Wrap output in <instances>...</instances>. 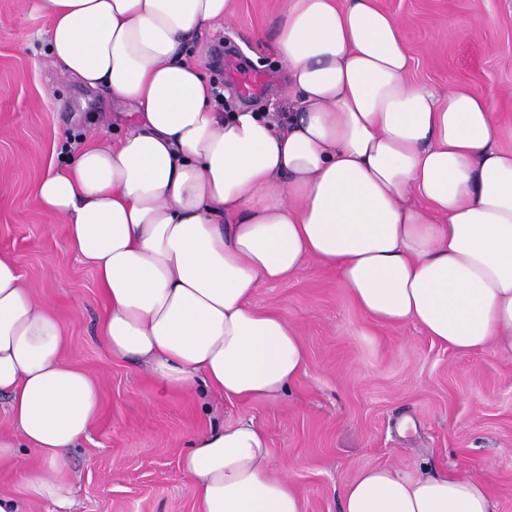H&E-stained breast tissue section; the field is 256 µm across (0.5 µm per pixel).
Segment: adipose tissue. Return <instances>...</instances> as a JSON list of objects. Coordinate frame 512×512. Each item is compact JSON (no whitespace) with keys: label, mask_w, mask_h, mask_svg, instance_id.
Returning <instances> with one entry per match:
<instances>
[{"label":"adipose tissue","mask_w":512,"mask_h":512,"mask_svg":"<svg viewBox=\"0 0 512 512\" xmlns=\"http://www.w3.org/2000/svg\"><path fill=\"white\" fill-rule=\"evenodd\" d=\"M273 46L286 122L218 108L188 48L236 0H40L54 63L119 112L37 185L96 275L112 357L164 391L277 399L306 367L298 328L255 307L305 261L335 268L375 321L462 353L512 356V149L482 95L406 80L400 24L375 0H283ZM61 324L0 254V464L28 497L72 512L69 452L98 389L66 364ZM250 419L183 456L198 512H302ZM342 512H494L482 477L364 470Z\"/></svg>","instance_id":"1"}]
</instances>
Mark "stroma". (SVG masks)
<instances>
[{
  "label": "stroma",
  "instance_id": "35a3bbf8",
  "mask_svg": "<svg viewBox=\"0 0 512 512\" xmlns=\"http://www.w3.org/2000/svg\"><path fill=\"white\" fill-rule=\"evenodd\" d=\"M377 4L402 26L410 82L480 92L497 123L512 129V0ZM282 6L238 0L229 22L191 46L230 109L287 111L273 50ZM48 25L39 0H0V252L59 319L64 359L99 388V413L69 454L73 512H197L180 460L195 433L243 418L266 428L267 468L298 492L303 512H341L345 488L372 466L477 475L495 512H512V358L457 352L412 324H379L335 269L316 261L252 298L296 324L306 349L305 372L279 400L240 405L216 394L162 393L143 366L112 357L99 339L96 276L72 252L66 225L41 209L36 186L49 163H62L67 144L89 136V124L70 120L81 98L93 112L116 106L54 64ZM228 58L240 72L267 76L259 95L235 90L222 66Z\"/></svg>",
  "mask_w": 512,
  "mask_h": 512
}]
</instances>
